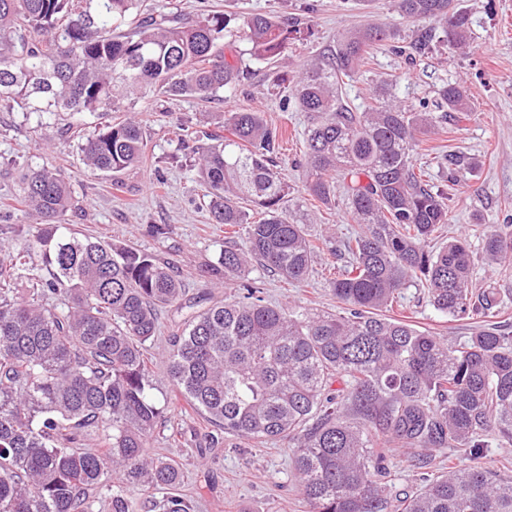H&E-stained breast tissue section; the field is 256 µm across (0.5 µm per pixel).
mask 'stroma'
<instances>
[{"label":"stroma","instance_id":"stroma-1","mask_svg":"<svg viewBox=\"0 0 512 512\" xmlns=\"http://www.w3.org/2000/svg\"><path fill=\"white\" fill-rule=\"evenodd\" d=\"M182 11L197 17L219 9L229 18L224 34L227 59L237 60L247 76L238 91L208 102L192 97L155 94L123 100L120 117L133 116L143 127L146 142L141 164L127 172L122 185L85 167L79 146L92 129L87 114L62 115L50 126L12 101H0V230L29 224L30 218L17 199L22 176L28 169L46 165L60 171L81 204L64 218L74 232L133 245L142 252L171 261L180 272L189 294L209 305L228 296V289L199 275L202 264L215 260L224 243V225L212 223L205 206V188L198 177V155L182 148L186 134L197 130L223 133L221 116L238 110L261 112L269 125L285 130L282 166L293 188L290 211L297 223L306 225L312 239L342 240L355 225L344 202L327 207L303 192L302 170L305 144L304 113L288 98V87L307 62L335 46L338 34L375 22L395 29L394 43L371 50L365 68L347 80L343 93L358 110L374 104L383 80H392L391 93L407 105L434 103L444 83L463 85L469 116L438 134L423 137L418 162L435 184L454 181V199L448 222L435 240L466 236L472 256L474 287L501 290L497 321L512 332V276H504L487 264L481 230L487 225H512V0H458L470 16L471 40L465 51L434 42L428 52L408 60L399 46L410 42L418 24L403 19L394 0H177ZM260 13L284 24L299 26L281 57L283 66H273L247 55L248 44L240 34L243 16ZM465 154L468 167L448 171L437 167L433 149ZM168 226L164 235L153 234V225ZM341 257L317 253L306 283L282 282L260 267L247 275L263 291L268 303L298 305L313 311H339L327 282ZM450 340L461 341L481 325L478 316L452 317L429 305L422 289L409 287L389 311ZM185 317L184 310L170 306L161 314L158 337L149 353L154 361L153 391L157 400L174 399L175 405L149 441L147 452L180 461L184 478L181 492L191 499L195 512H305L295 488L291 459L293 451L279 443L244 444L225 439L222 447L207 449L199 444L201 434L212 426L201 413L188 410L183 398L164 373L170 340Z\"/></svg>","mask_w":512,"mask_h":512}]
</instances>
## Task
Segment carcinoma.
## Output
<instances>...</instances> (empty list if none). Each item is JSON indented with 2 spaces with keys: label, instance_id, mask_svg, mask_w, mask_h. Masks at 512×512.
<instances>
[{
  "label": "carcinoma",
  "instance_id": "cac0c4a2",
  "mask_svg": "<svg viewBox=\"0 0 512 512\" xmlns=\"http://www.w3.org/2000/svg\"><path fill=\"white\" fill-rule=\"evenodd\" d=\"M141 2L0 0V99L40 118L96 116L82 160L115 178L145 149L135 118L112 119L120 100H211L244 80L224 56V13L142 17ZM395 2L430 24L398 53H422L437 29L467 48L469 16L453 0ZM242 26L252 55L269 64L299 33L260 13ZM394 39L381 25L343 34L294 85L307 117L303 190L326 206L343 196L360 226L337 247L322 242L347 257L328 283L343 304L336 314L274 306L252 286L196 311L165 262L128 244L61 239L75 204L69 183L55 169L30 171L23 203L35 224L14 229L20 248L0 263V512H97L102 502L108 512H151L149 498L134 497L150 489L163 494V512H193L182 464L146 452L171 403L151 393L145 350L174 304L189 313L165 363L169 382L224 436L294 449L307 512H512V478L480 465L450 467L397 506L385 481L392 448L413 450L422 469L441 448L479 458L489 438L512 441V335L482 327L456 343L385 314L416 280L452 317H486L501 304L497 289L473 288L466 240L429 249L448 223L451 189L413 163L421 137L468 117L461 87L443 85L435 113L386 87L362 112L343 98L344 80ZM224 130L202 148L198 173L213 223L241 228L242 243H224L201 275L236 280L255 263L306 281L320 247L286 206L283 133L248 110L228 113ZM246 202L260 221H249ZM482 236L488 263L512 270V229L490 225ZM37 252L48 277L21 293L11 284ZM52 295L63 307L44 306ZM338 379L344 388L330 392Z\"/></svg>",
  "mask_w": 512,
  "mask_h": 512
}]
</instances>
